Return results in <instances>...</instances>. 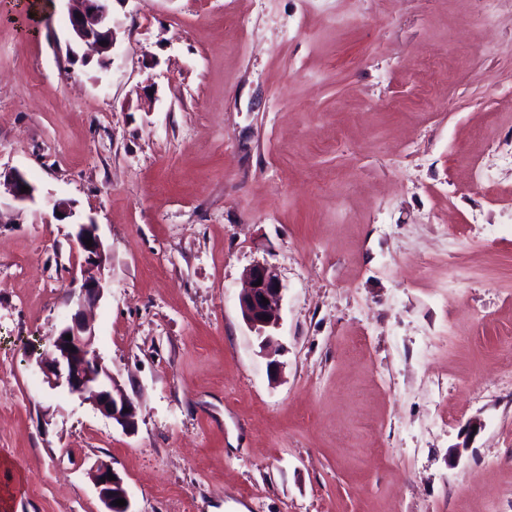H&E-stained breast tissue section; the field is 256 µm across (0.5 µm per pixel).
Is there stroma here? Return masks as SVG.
Instances as JSON below:
<instances>
[{"instance_id": "obj_1", "label": "stroma", "mask_w": 512, "mask_h": 512, "mask_svg": "<svg viewBox=\"0 0 512 512\" xmlns=\"http://www.w3.org/2000/svg\"><path fill=\"white\" fill-rule=\"evenodd\" d=\"M0 0V457L10 512H493L512 488V0ZM501 93L487 108L489 88ZM69 203L56 217L47 199ZM124 431L45 382L84 278ZM284 286L278 378L239 295ZM464 278L448 285V270ZM482 427L468 435L471 419ZM77 5L69 13L70 36L74 41L94 46L106 59L114 45V33L110 18L112 0H69ZM80 14V18H77ZM101 41L108 45H101ZM2 177H4V182H7L9 191L11 192L15 202L22 204L27 201L34 200L36 188L26 179L22 172L12 170L4 173L3 175L2 172H0V185ZM22 186L28 187V191L26 193H21ZM77 226L73 242L78 252L83 256L84 263L96 268H104L108 262V255L103 243L97 234V225L93 220L89 222L74 223ZM92 238V247H88L83 239ZM108 473H112L115 480H108ZM102 477H105V480H102ZM91 479L106 509L103 512H133L124 480L113 468L106 464L97 465L91 472ZM116 499H125L126 506L114 505Z\"/></svg>"}]
</instances>
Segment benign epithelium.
Here are the masks:
<instances>
[{"label": "benign epithelium", "mask_w": 512, "mask_h": 512, "mask_svg": "<svg viewBox=\"0 0 512 512\" xmlns=\"http://www.w3.org/2000/svg\"><path fill=\"white\" fill-rule=\"evenodd\" d=\"M76 7L69 13V30L73 40L94 46L102 58H107L114 45V33L110 18L111 0H73ZM4 181L17 203L34 200L36 188L25 175L12 170L3 174ZM28 191L21 192V187ZM73 242L83 256L84 263L96 268L105 267L108 255L97 234L94 221L78 222ZM92 239V246L85 240ZM246 288L239 305L242 317L260 339V346L266 347L273 341L271 331L277 328L276 314L283 299V285L276 269L264 262H257L246 270ZM262 284L255 285V282ZM104 292L103 279L89 277L83 281L77 295L74 313L66 320L52 340L55 357L42 366L47 381L55 386H63L72 395L92 399L95 407L105 417L111 419L127 431L137 426L138 409L132 399L119 387L115 377L103 365L94 348L95 332L84 316V308L94 304ZM268 304H263L262 299ZM269 319H263V316ZM71 339H66V335ZM75 350H70V347ZM128 412H123V409ZM114 479H108V475ZM92 482L98 492L105 512H133L131 499L123 478L106 464L96 466L91 472ZM117 499L126 500V505H114Z\"/></svg>", "instance_id": "benign-epithelium-1"}]
</instances>
